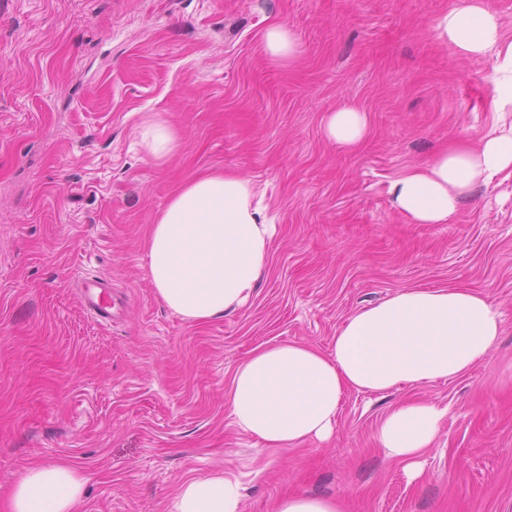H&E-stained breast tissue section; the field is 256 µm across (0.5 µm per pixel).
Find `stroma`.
Wrapping results in <instances>:
<instances>
[{
	"instance_id": "1",
	"label": "stroma",
	"mask_w": 512,
	"mask_h": 512,
	"mask_svg": "<svg viewBox=\"0 0 512 512\" xmlns=\"http://www.w3.org/2000/svg\"><path fill=\"white\" fill-rule=\"evenodd\" d=\"M456 0H0V512L29 468L83 480L78 512H172L189 477L224 471L242 512L290 494L345 512H512V176L475 188L445 224H415L387 189L497 118L490 56L464 57L437 18ZM301 53L273 64L270 22ZM366 110L355 149L336 107ZM172 126L154 158L142 133ZM212 170L254 181L275 226L253 298L202 323L157 296L150 224ZM111 280L119 323L83 306L76 277ZM489 296L503 331L444 381L348 391L333 436L272 450L237 428L232 374L255 348L330 351L358 310L409 287ZM416 397L445 408L422 473L375 439ZM368 130L367 112L353 103H346L325 117V134L340 148L357 147L368 134ZM151 138V154L159 159L173 152L178 146L176 132L163 124H155L145 134Z\"/></svg>"
}]
</instances>
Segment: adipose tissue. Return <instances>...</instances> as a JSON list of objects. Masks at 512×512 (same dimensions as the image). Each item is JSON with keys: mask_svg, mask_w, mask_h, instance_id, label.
<instances>
[{"mask_svg": "<svg viewBox=\"0 0 512 512\" xmlns=\"http://www.w3.org/2000/svg\"><path fill=\"white\" fill-rule=\"evenodd\" d=\"M460 55H493L499 119L476 143L450 146L391 181L393 206L418 224H445L462 201L502 172L512 173V41L484 0H456L437 21ZM365 110L347 103L329 112L324 131L337 146L366 137ZM272 226L250 178L215 171L172 194L150 225L148 271L163 303L183 319L204 322L245 305L270 256ZM502 332L499 307L466 288H403L349 316L330 352L282 342L251 351L235 369L227 401L235 425L269 449L297 448L332 435L344 394L384 392L452 379L483 362ZM444 411L406 400L383 418L377 442L418 474ZM83 481L65 462L28 469L16 482L9 512H75ZM242 487L212 472L185 482L174 512H240Z\"/></svg>", "mask_w": 512, "mask_h": 512, "instance_id": "ef3b65f1", "label": "adipose tissue"}]
</instances>
